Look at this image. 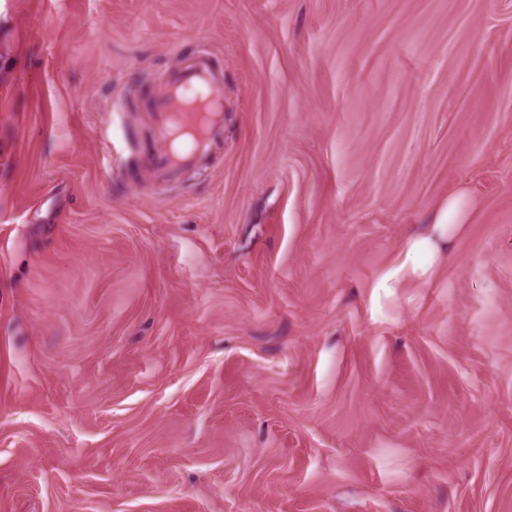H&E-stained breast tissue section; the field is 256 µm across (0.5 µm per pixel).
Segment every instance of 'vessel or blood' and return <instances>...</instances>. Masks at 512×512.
Instances as JSON below:
<instances>
[{
    "instance_id": "b4317fda",
    "label": "vessel or blood",
    "mask_w": 512,
    "mask_h": 512,
    "mask_svg": "<svg viewBox=\"0 0 512 512\" xmlns=\"http://www.w3.org/2000/svg\"><path fill=\"white\" fill-rule=\"evenodd\" d=\"M152 113L156 134L146 152L157 178L172 181L208 157L224 128L222 72L205 54L174 68Z\"/></svg>"
}]
</instances>
